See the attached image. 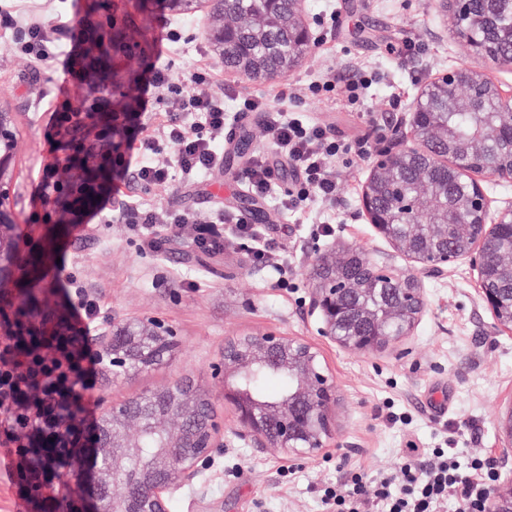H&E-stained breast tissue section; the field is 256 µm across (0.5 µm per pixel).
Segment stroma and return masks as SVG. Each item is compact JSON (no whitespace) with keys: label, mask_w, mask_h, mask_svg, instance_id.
Listing matches in <instances>:
<instances>
[{"label":"stroma","mask_w":512,"mask_h":512,"mask_svg":"<svg viewBox=\"0 0 512 512\" xmlns=\"http://www.w3.org/2000/svg\"><path fill=\"white\" fill-rule=\"evenodd\" d=\"M67 0H0L14 22L0 24V110L8 112L14 166L0 199L10 209L16 246L30 275L48 292V305L34 313V326L71 315L68 296L54 274L59 260L79 262L83 280L99 299V328L155 318L169 323L179 344L171 360L113 380L102 368L93 397L97 416L115 403L141 397L191 376L224 418V447L213 454L198 481L177 489L169 512H323L319 488L343 469L361 466L370 473L396 468L409 451L457 449L467 461L478 449L503 453L497 422L512 407V332L501 329L478 293L477 273L461 260L440 277L420 275L425 308L414 328L397 344L380 351H351L323 338L318 312L310 307V272L316 257L355 246L380 266L411 274V262L369 224L362 194L373 158L348 153L333 162L338 193L330 204L312 203L299 211L282 208L278 195L263 199L248 192L244 171L259 156L275 158L263 136V115L248 113L232 123L224 141V166L202 183L181 179L150 191L129 187L130 198L165 211L176 207L219 208L247 218L261 239L271 241L272 262L287 266L288 287L276 284L268 267L255 262L232 228L224 230V250L206 253L185 228L160 251L144 248L128 225L112 221L76 239L68 222L36 223L33 194L39 169L52 161L47 142V100L59 94V62L39 64L12 53L11 42L25 22L68 9ZM312 24L335 16L336 26L308 57L288 71L252 80L225 69L206 32L219 19L211 8L174 11L165 0H78L74 17L99 23L102 15L125 17L130 54L92 49L94 75L109 94L114 113L135 111L138 84L160 56L154 35L181 22L184 39L163 55L174 77L192 70L200 51L224 77V109L236 112L244 97L270 105L287 104L327 126L338 138L368 137L373 150L401 135L416 140L403 117L432 72L467 66L503 88L512 87V65L472 52L452 32V18L439 0H306ZM413 39L414 55H390L388 45ZM360 71L378 74L364 103L332 102L308 85L321 73L337 88ZM332 219L323 235L319 224ZM274 332L303 340L317 351L322 369L336 388L332 434L313 457L285 459L234 436V407L224 399V378L211 366L224 354L229 337Z\"/></svg>","instance_id":"obj_1"}]
</instances>
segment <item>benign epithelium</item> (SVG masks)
<instances>
[{
	"label": "benign epithelium",
	"mask_w": 512,
	"mask_h": 512,
	"mask_svg": "<svg viewBox=\"0 0 512 512\" xmlns=\"http://www.w3.org/2000/svg\"><path fill=\"white\" fill-rule=\"evenodd\" d=\"M268 8L261 27L274 28L288 24L295 32V52L284 62L289 69L302 60L314 42L310 22L303 10L304 0H267ZM484 10L472 16V23L485 30L494 39L501 37L497 18L501 10L512 5V0H483ZM492 88L501 111L503 127L512 132V92H506L486 79L481 73L460 66L439 71L423 86L421 94L410 109L409 124L414 134L430 153L431 167L450 168L470 176L471 171L458 161L482 153L485 138L497 135L491 128L485 135L461 139L448 121H434L427 125L424 113L479 112L482 99L475 89ZM418 153L415 148H401L378 155L363 191V210L369 223L393 245L407 254L421 272L440 276L448 265L466 259L477 271L478 282H483V241L467 250L425 248L413 251L395 235L390 221L378 207V189L386 176ZM14 164L11 150L0 151V224L14 223L12 214L4 206L3 184ZM431 173L419 176L414 187L415 213L423 221L432 223L433 232H439L448 223V204L440 203V194L430 186ZM471 191L458 202L459 208L472 214L474 222L487 223L488 202L481 185L470 180ZM16 249L10 239L0 236V288L15 281L18 268ZM349 292L364 296L374 292L354 281H345L343 287L325 283L311 288V304L322 317L321 335L333 343L355 350L366 351L388 346L409 334L424 308L422 292H417L418 305L393 308L388 316L401 322L405 330L397 336H378L371 341L342 336L337 328L342 312L337 298ZM480 296L492 311L498 325L512 331V299L507 301L490 288H479ZM176 344V332L168 323L150 319L134 324H112V331L102 333L100 347L112 368V379L119 380L133 369H145L161 361L157 350ZM268 365L296 379V392L285 399L271 403L253 395L241 384ZM217 375L224 376V399L236 411L233 432L241 440H248L260 448H274L289 457H311L324 448L331 433L332 407L335 387L322 372L318 355L305 342L288 336L267 333L261 336L233 337L224 347L221 362L214 366ZM164 433L159 447L152 449L148 458L142 457L140 438L146 427ZM505 441L504 455L512 459V407L506 420L499 424ZM224 447V420L210 400L201 395L191 379L182 376L173 384L149 397L136 398L109 408L97 434L99 458L95 475L96 494L91 512H168L171 493L178 487L191 485L201 473L211 454ZM492 512H512V479L499 484L493 492Z\"/></svg>",
	"instance_id": "7a95c632"
}]
</instances>
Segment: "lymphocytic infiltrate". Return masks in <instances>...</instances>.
<instances>
[{
    "instance_id": "f902f5d3",
    "label": "lymphocytic infiltrate",
    "mask_w": 512,
    "mask_h": 512,
    "mask_svg": "<svg viewBox=\"0 0 512 512\" xmlns=\"http://www.w3.org/2000/svg\"><path fill=\"white\" fill-rule=\"evenodd\" d=\"M14 53L36 61L62 58L63 76L91 79L85 67L89 49L83 30L71 15L55 13L25 25L12 43ZM104 96L80 109L70 100L50 107L54 134H68L96 123L98 150L76 142L70 154L47 164L39 182L42 221L78 213L82 219L101 223L118 219L128 224L144 246L159 249L160 232L192 227L195 243L207 251L224 247L218 226L223 214L195 208H174L160 213L150 206L125 200L112 207V189L99 176L109 173L122 184L150 189L170 183L173 173L195 183L224 164V81L208 63L201 62L183 79L167 67L146 70L138 108L154 114L152 134L118 129L103 109ZM240 114L264 115L267 141L282 156V163L256 158L246 172L252 193L264 197L283 188L282 205L298 209L309 202L336 198V175L332 161L348 152L366 155L368 138L355 144L338 139L326 126L288 113L255 99H243ZM178 152L173 160L162 157L166 145ZM73 170L63 179L60 168ZM67 293L76 301L73 321L62 331L43 335L15 327L0 319L6 330L0 340V447L9 459V475L15 480L44 479L69 466L82 450L95 425L93 403L88 395L96 383L100 352L87 342L99 323L101 308L81 277L77 266L65 273ZM497 480L495 461L489 452L471 455L460 463L453 448H435L423 457H404L397 472L369 477L351 467L335 485L321 494L325 512H447L456 502L463 512H488L491 487Z\"/></svg>"
}]
</instances>
